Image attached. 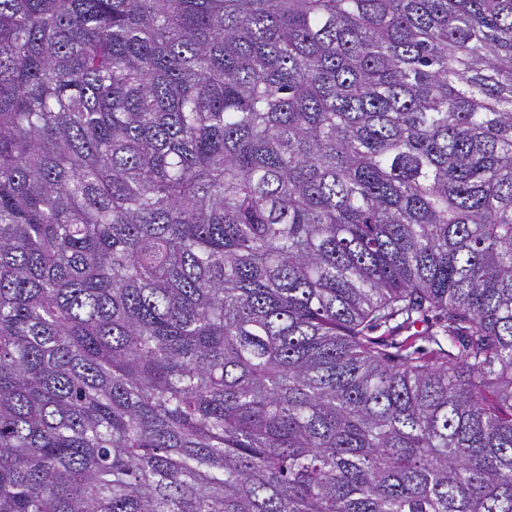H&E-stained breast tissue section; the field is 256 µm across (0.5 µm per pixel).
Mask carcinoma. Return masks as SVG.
<instances>
[{"mask_svg": "<svg viewBox=\"0 0 512 512\" xmlns=\"http://www.w3.org/2000/svg\"><path fill=\"white\" fill-rule=\"evenodd\" d=\"M0 512H512V0H0Z\"/></svg>", "mask_w": 512, "mask_h": 512, "instance_id": "carcinoma-1", "label": "carcinoma"}]
</instances>
